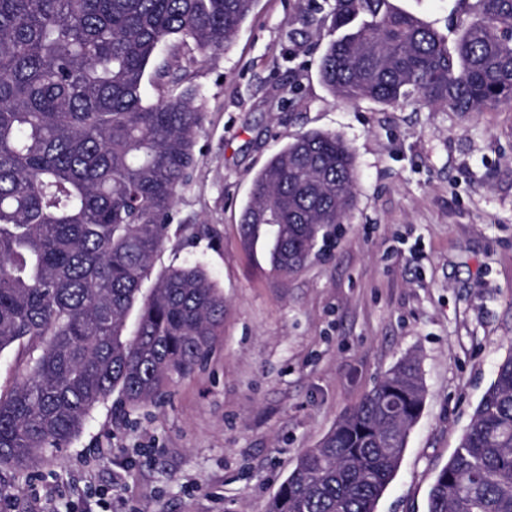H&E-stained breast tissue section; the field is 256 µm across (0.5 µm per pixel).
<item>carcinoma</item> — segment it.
Returning a JSON list of instances; mask_svg holds the SVG:
<instances>
[{
    "label": "carcinoma",
    "instance_id": "obj_1",
    "mask_svg": "<svg viewBox=\"0 0 512 512\" xmlns=\"http://www.w3.org/2000/svg\"><path fill=\"white\" fill-rule=\"evenodd\" d=\"M255 0H0V478L68 447L113 393L156 401L209 355L224 295L198 266L143 285L196 165L199 88L146 97L229 46ZM449 39L393 0H333L322 83L347 103L414 100L452 112L512 101V0H472ZM170 59L159 64L162 48ZM355 194L349 145L298 135L251 181L240 217L274 271L301 269ZM139 317L126 334L134 306ZM425 401L401 360L309 449L267 512H376ZM427 512H512V354L438 472Z\"/></svg>",
    "mask_w": 512,
    "mask_h": 512
}]
</instances>
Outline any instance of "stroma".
Instances as JSON below:
<instances>
[{"label": "stroma", "instance_id": "1", "mask_svg": "<svg viewBox=\"0 0 512 512\" xmlns=\"http://www.w3.org/2000/svg\"><path fill=\"white\" fill-rule=\"evenodd\" d=\"M440 32L465 0H395ZM326 0H257L186 76L206 99L197 163L152 276L198 264L224 295L211 354L136 408L112 395L68 448L12 481L0 512H267L299 458L403 356L427 388L377 512H427L430 486L512 354V104L451 112L347 104L319 76ZM351 147L357 182L295 274L246 249L251 179L306 131Z\"/></svg>", "mask_w": 512, "mask_h": 512}]
</instances>
